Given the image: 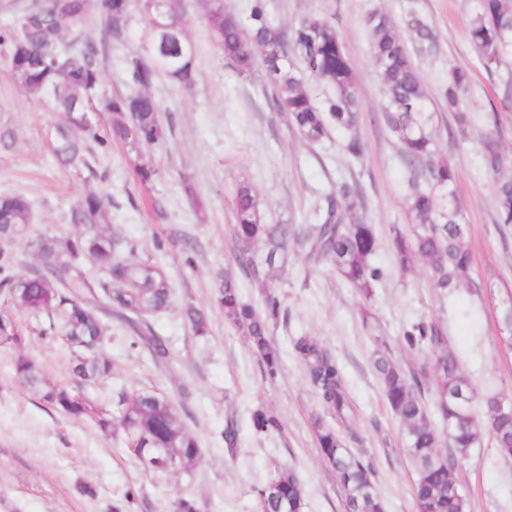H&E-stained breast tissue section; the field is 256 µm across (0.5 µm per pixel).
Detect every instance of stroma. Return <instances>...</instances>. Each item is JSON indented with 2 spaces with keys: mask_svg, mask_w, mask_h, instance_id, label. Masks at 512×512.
<instances>
[{
  "mask_svg": "<svg viewBox=\"0 0 512 512\" xmlns=\"http://www.w3.org/2000/svg\"><path fill=\"white\" fill-rule=\"evenodd\" d=\"M412 1L439 35L436 56L420 65L428 95L437 97L449 66L470 69L474 79L475 124L468 138L458 136L452 113L436 116L458 173L474 269L469 287L444 298L431 288L424 268L404 276L395 272L390 249L392 226L406 222L404 168L399 144L382 119V85L366 17L379 10L401 20ZM180 5L185 34L195 48L197 81L185 89L160 74L149 88L161 106L167 139L153 153L158 174L147 184L137 177L126 146L109 140H84L74 165L61 164L55 147L63 115L42 111L12 78L0 53V195L18 194L32 204L31 240L7 246L10 259L0 260V281L38 268L33 239L78 233L71 211L82 196L107 195L112 216L107 232L133 246L140 259L160 261L168 270L173 303L154 318L153 327L168 339L173 359L156 368L146 350L132 347L127 328L103 315L112 374L86 393L105 405L117 390L158 387L198 440L201 456L189 472L144 471L126 455L120 438L91 421L54 411L36 393L20 388L12 371L15 356L36 360L48 382L67 387L72 353L60 340L46 337V314L19 309L0 290V319L13 321L26 337L22 349L0 347V512H174L182 494L195 496L208 512H255L253 489L273 470L293 474L303 485L306 512H344L341 488L309 426L320 405L291 346L293 337L303 334L318 337L343 370L358 410L363 461L373 470L387 512H416L415 471L372 368L376 343L361 324L356 290L327 264L305 262L300 248L290 245L273 288L282 305L271 328L282 355L273 380L245 336L213 306L215 288L237 249L232 200L237 186L246 183L261 199L267 223L307 224L338 181L356 182L375 230L374 262L385 272L372 309L389 352L407 369L428 360L429 350L410 353L403 335L419 321H443L449 346L461 355L478 389L512 396V349L504 345L501 320V301L512 290V224L498 223L492 179L479 162V140L489 129H498L504 148L512 151V110H490L504 96L512 62L492 71L479 64L468 36L476 0H266L272 22L285 30L309 13L333 19L363 104L358 134L364 156L354 163L342 138L318 144L300 139L287 114L273 105L262 70L233 72L208 36L206 0H180ZM145 34L134 18L121 36H113L97 12H90L80 36L95 47L109 92L128 93L126 58L142 48ZM189 185L195 196L187 195ZM188 302L208 310L209 335H193L183 320ZM469 309L480 313L479 324L461 318ZM258 412L276 416L282 433L257 431L253 416ZM230 421L239 433L231 454L221 437ZM455 478L467 494L468 512H512V460L503 458L490 438H482L459 463Z\"/></svg>",
  "mask_w": 512,
  "mask_h": 512,
  "instance_id": "35a3bbf8",
  "label": "stroma"
}]
</instances>
